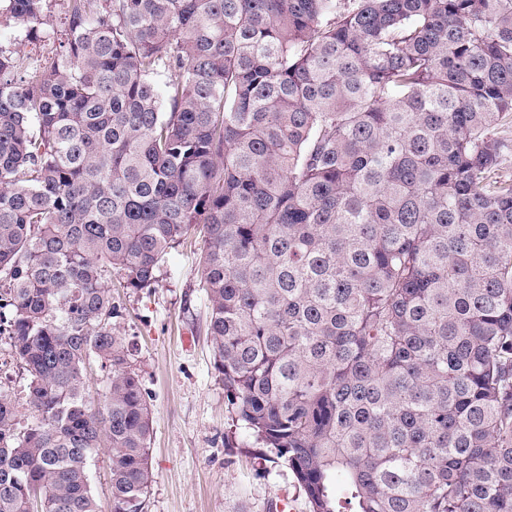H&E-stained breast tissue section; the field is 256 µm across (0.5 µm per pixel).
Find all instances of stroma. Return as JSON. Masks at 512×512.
I'll return each mask as SVG.
<instances>
[{"label":"stroma","instance_id":"stroma-1","mask_svg":"<svg viewBox=\"0 0 512 512\" xmlns=\"http://www.w3.org/2000/svg\"><path fill=\"white\" fill-rule=\"evenodd\" d=\"M63 34V0H51L41 38L2 28L0 45L32 67L55 55ZM202 248L201 237L188 236L154 287L114 291L125 307L116 328L134 343L154 427L144 512H307L287 468L260 456L225 397L199 286Z\"/></svg>","mask_w":512,"mask_h":512}]
</instances>
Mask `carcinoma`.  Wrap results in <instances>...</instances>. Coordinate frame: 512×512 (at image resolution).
I'll use <instances>...</instances> for the list:
<instances>
[{"label":"carcinoma","mask_w":512,"mask_h":512,"mask_svg":"<svg viewBox=\"0 0 512 512\" xmlns=\"http://www.w3.org/2000/svg\"><path fill=\"white\" fill-rule=\"evenodd\" d=\"M49 0H0L39 36ZM0 47V512H143L112 320L190 234L215 369L309 512H512V0H64ZM109 369L91 405L86 368ZM62 0H51L46 11L44 33L38 40H29L18 27L0 29V44L17 51L30 68L45 57L55 55L59 42L64 38V8ZM497 136L504 142L502 165L500 174L504 177H512V117L502 120L496 129ZM26 385L25 375L13 358L6 339L0 340V390L12 396L20 397V393ZM22 395V393H21ZM111 458V453L102 450L88 464L91 490L101 505L102 512H110L111 508Z\"/></svg>","instance_id":"1"}]
</instances>
